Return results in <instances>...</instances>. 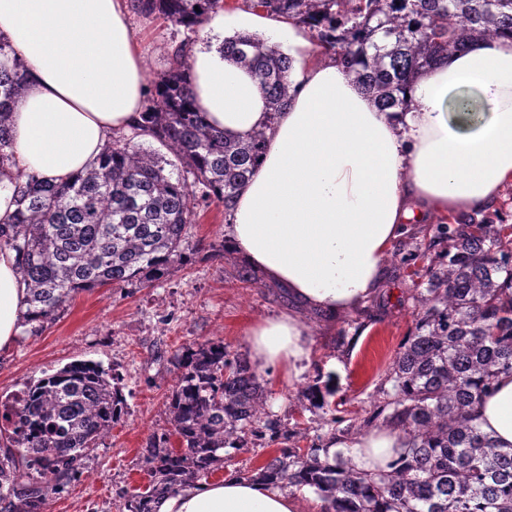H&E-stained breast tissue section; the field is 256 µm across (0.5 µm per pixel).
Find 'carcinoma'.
<instances>
[{
    "mask_svg": "<svg viewBox=\"0 0 512 512\" xmlns=\"http://www.w3.org/2000/svg\"><path fill=\"white\" fill-rule=\"evenodd\" d=\"M181 36L169 70L153 82L143 123L112 138L101 156L67 183L28 179L0 249L20 259L27 281L22 324L37 332L80 292L112 285L152 288L183 259L180 246L200 208L224 211L260 163L266 132L228 137L195 109L187 82L196 34L224 0H131ZM306 25L320 52L339 63L383 112L403 107L415 71L480 38L512 32V0H242ZM221 52L250 69L265 90L271 118L288 105L291 68L279 47L256 35L224 40ZM25 74L0 34V167L9 160V113ZM148 136L173 159L143 150ZM474 212L427 228L425 285L409 289L415 330L380 378L360 433L397 429L403 447L372 470L355 468L351 448L329 451L331 435L281 423L254 365L222 340L189 345L171 358L168 428L141 451L145 491H124L121 512H155L161 498L224 468L242 452L278 455L235 476L282 488H310L324 512H512V447L482 433L474 406L496 378L512 372V225ZM0 413L9 430L0 446V512H41L46 498L75 477L89 452L125 414L119 378L79 362L21 389ZM176 437L180 448L171 446ZM309 444L298 446L300 440ZM27 479H19L20 470Z\"/></svg>",
    "mask_w": 512,
    "mask_h": 512,
    "instance_id": "cac0c4a2",
    "label": "carcinoma"
}]
</instances>
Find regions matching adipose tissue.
<instances>
[{
  "instance_id": "adipose-tissue-1",
  "label": "adipose tissue",
  "mask_w": 512,
  "mask_h": 512,
  "mask_svg": "<svg viewBox=\"0 0 512 512\" xmlns=\"http://www.w3.org/2000/svg\"><path fill=\"white\" fill-rule=\"evenodd\" d=\"M127 0H0V33L24 65V94L10 115L13 162L0 171V224L17 205L19 178L61 182L101 155L112 136L137 126L146 106L140 47ZM239 31L283 37L293 58L291 101L269 124L255 75L214 47L195 45L188 81L218 130L268 129L261 165L240 190L224 230L248 265L328 317L373 297L405 224L495 206L512 183V36L478 40L420 69L406 111H379L303 26L238 9ZM478 96V116L454 111L453 96ZM27 284L16 255L0 250V350L20 331ZM257 372L296 379L309 366L306 321L288 312L247 332ZM482 431L512 447V373L477 406ZM400 431L346 440L361 470L386 465ZM306 494L235 477L195 482L156 512H305Z\"/></svg>"
}]
</instances>
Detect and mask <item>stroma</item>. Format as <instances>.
I'll use <instances>...</instances> for the list:
<instances>
[{
	"label": "stroma",
	"mask_w": 512,
	"mask_h": 512,
	"mask_svg": "<svg viewBox=\"0 0 512 512\" xmlns=\"http://www.w3.org/2000/svg\"><path fill=\"white\" fill-rule=\"evenodd\" d=\"M131 23L145 47V75L155 79L167 68L173 29L138 14ZM440 221L433 214L426 223L407 224L386 261L382 287L364 307L333 321L308 314L312 354L306 372L291 382L271 371L263 377L269 399L286 400L278 419L309 424L313 413L303 392L330 362L336 365L333 404L345 419L364 417L383 370L414 327L408 290L425 281L426 264H408L404 258L425 244L427 225ZM227 222L223 204L212 203L183 244L188 263L169 278L151 288L105 286L81 292L52 325L36 334L20 333L13 347L0 351V395L76 361L98 363L121 378L126 415L63 492L49 496L42 512H119V491L148 482L140 451L152 433L167 426L164 400L172 385L175 351L220 340L231 352L247 353V329L287 310L280 289L238 280L236 255L212 256L210 246L223 240Z\"/></svg>",
	"instance_id": "stroma-1"
}]
</instances>
